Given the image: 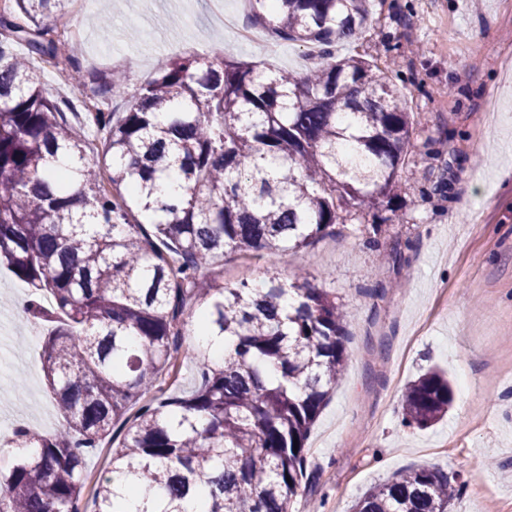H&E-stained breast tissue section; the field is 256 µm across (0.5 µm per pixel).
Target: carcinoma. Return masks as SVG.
I'll use <instances>...</instances> for the list:
<instances>
[{
  "mask_svg": "<svg viewBox=\"0 0 512 512\" xmlns=\"http://www.w3.org/2000/svg\"><path fill=\"white\" fill-rule=\"evenodd\" d=\"M67 0H9L0 11V265L33 288L25 314L46 318L41 360L66 426L15 432L0 471V512H80L86 458L117 443L93 486L95 512H126L135 485L156 487L135 512H290L307 476L305 443L346 367V311L306 273L262 287L224 282L210 267L225 250L272 266L336 224L353 202L392 209L413 134L407 95L361 57H339L370 26L368 0H251L254 25L313 45L303 76L253 62L163 58L129 90L127 72L93 77L122 112L84 113L44 92L42 65L75 52L45 22ZM163 112L167 122L152 116ZM100 148L87 152L85 129ZM68 163L49 168L50 156ZM176 171L183 193L155 196ZM83 194L68 195L70 184ZM192 335L231 339L211 360L182 348ZM199 383L154 396L181 363ZM448 378L422 374L402 396L404 422L428 427L448 412ZM448 475L417 466L367 490L353 512H448Z\"/></svg>",
  "mask_w": 512,
  "mask_h": 512,
  "instance_id": "obj_1",
  "label": "carcinoma"
}]
</instances>
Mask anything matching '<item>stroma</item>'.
Listing matches in <instances>:
<instances>
[{"instance_id": "stroma-1", "label": "stroma", "mask_w": 512, "mask_h": 512, "mask_svg": "<svg viewBox=\"0 0 512 512\" xmlns=\"http://www.w3.org/2000/svg\"><path fill=\"white\" fill-rule=\"evenodd\" d=\"M67 0L48 23L60 29ZM82 67L125 69L132 85L167 55L264 60L265 46L239 40L207 0H88ZM372 25L343 55L389 64L415 117L400 172L397 220L335 225L289 252L281 280L304 270L350 313L348 360L307 448L308 480L292 512H350L365 490L421 465L453 477L448 512H512V0H370ZM112 17V41L98 21ZM66 62L49 64L43 88L72 100L115 104L94 82L72 89ZM434 148H427V141ZM23 282L0 271V326H28ZM0 374V410L51 435L64 419L49 395L39 354ZM447 372L451 407L427 428L402 424V394L428 369Z\"/></svg>"}]
</instances>
